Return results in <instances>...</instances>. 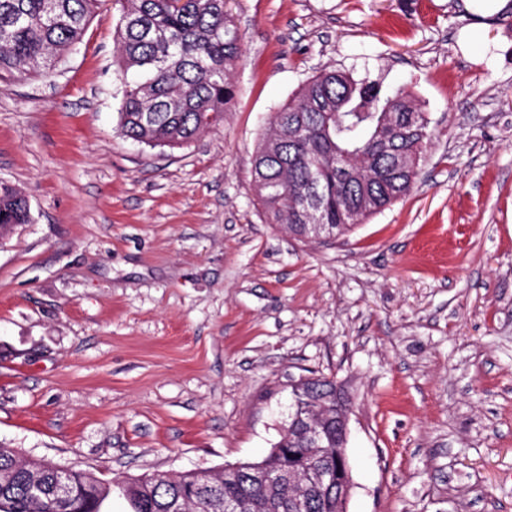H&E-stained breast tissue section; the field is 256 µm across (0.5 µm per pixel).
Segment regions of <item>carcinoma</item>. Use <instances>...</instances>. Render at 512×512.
I'll list each match as a JSON object with an SVG mask.
<instances>
[{
  "label": "carcinoma",
  "instance_id": "carcinoma-1",
  "mask_svg": "<svg viewBox=\"0 0 512 512\" xmlns=\"http://www.w3.org/2000/svg\"><path fill=\"white\" fill-rule=\"evenodd\" d=\"M230 0H121L116 51L124 82L119 112L124 135L151 146L183 148L204 130L224 123L234 99L231 74L242 60ZM104 0H0V79L47 74L81 42ZM430 139L428 121L405 92L322 71L297 97L273 113L270 133L254 160V181L272 224L294 234L315 220L342 235L353 224L405 195L414 184ZM26 197L0 183V231L29 221ZM294 412L321 432L308 447L299 430L274 444L279 452L243 463L226 475L152 473L103 480L74 471L70 494L44 496L36 485L56 480L58 465L23 459L0 446V512H102L112 489L122 490L131 512H288L286 484L256 485L257 468L299 474L323 456L336 458L347 440L336 418L348 412L336 401V383L293 388Z\"/></svg>",
  "mask_w": 512,
  "mask_h": 512
}]
</instances>
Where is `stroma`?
<instances>
[{"label": "stroma", "instance_id": "obj_1", "mask_svg": "<svg viewBox=\"0 0 512 512\" xmlns=\"http://www.w3.org/2000/svg\"><path fill=\"white\" fill-rule=\"evenodd\" d=\"M221 126L124 136L105 0L42 76L0 80V445L100 478L265 457L293 384L350 401L347 512H512V14L505 0H231ZM481 20H470L471 12ZM329 68L404 88L409 193L337 237L268 223L257 145ZM30 210L26 197L17 188L0 183V233L10 224H25Z\"/></svg>", "mask_w": 512, "mask_h": 512}]
</instances>
